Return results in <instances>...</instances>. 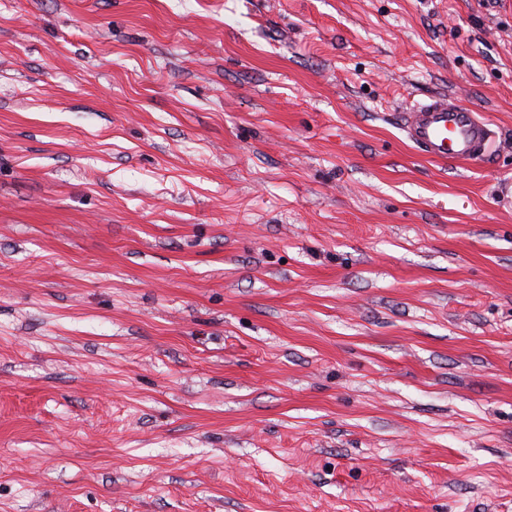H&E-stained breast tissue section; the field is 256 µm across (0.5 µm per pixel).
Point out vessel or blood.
<instances>
[{
	"instance_id": "obj_1",
	"label": "vessel or blood",
	"mask_w": 512,
	"mask_h": 512,
	"mask_svg": "<svg viewBox=\"0 0 512 512\" xmlns=\"http://www.w3.org/2000/svg\"><path fill=\"white\" fill-rule=\"evenodd\" d=\"M404 130L422 152L439 160L468 163L486 156L493 134L475 112L434 96L407 112Z\"/></svg>"
}]
</instances>
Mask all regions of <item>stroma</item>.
Instances as JSON below:
<instances>
[{"instance_id":"stroma-1","label":"stroma","mask_w":512,"mask_h":512,"mask_svg":"<svg viewBox=\"0 0 512 512\" xmlns=\"http://www.w3.org/2000/svg\"><path fill=\"white\" fill-rule=\"evenodd\" d=\"M0 512H512V0H0ZM408 139L439 160L468 163L486 156L493 134L469 107L433 96L405 114Z\"/></svg>"}]
</instances>
